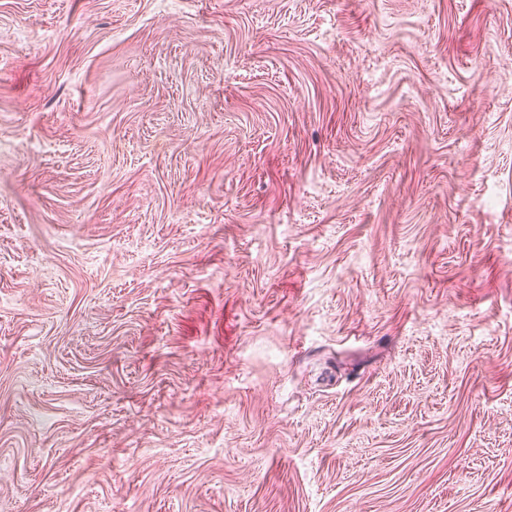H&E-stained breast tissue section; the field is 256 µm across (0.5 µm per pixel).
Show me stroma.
I'll use <instances>...</instances> for the list:
<instances>
[{
    "mask_svg": "<svg viewBox=\"0 0 512 512\" xmlns=\"http://www.w3.org/2000/svg\"><path fill=\"white\" fill-rule=\"evenodd\" d=\"M0 512H512V0H0Z\"/></svg>",
    "mask_w": 512,
    "mask_h": 512,
    "instance_id": "stroma-1",
    "label": "stroma"
}]
</instances>
